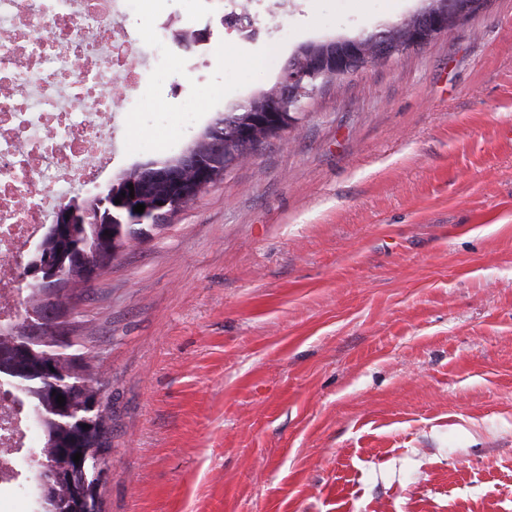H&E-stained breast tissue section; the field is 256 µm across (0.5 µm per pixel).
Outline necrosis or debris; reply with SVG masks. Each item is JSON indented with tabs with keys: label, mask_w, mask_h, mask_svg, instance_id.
Wrapping results in <instances>:
<instances>
[{
	"label": "necrosis or debris",
	"mask_w": 512,
	"mask_h": 512,
	"mask_svg": "<svg viewBox=\"0 0 512 512\" xmlns=\"http://www.w3.org/2000/svg\"><path fill=\"white\" fill-rule=\"evenodd\" d=\"M225 0L224 29L263 38L269 6L251 0L248 15ZM136 13L155 35L142 49L125 27ZM174 58L170 31L151 0H0V329L15 325L20 271L37 251L59 200L98 180L110 165L116 131L145 104L131 97ZM127 89L115 103V86ZM42 425L27 394L0 381V512H24L14 488L22 449L41 443Z\"/></svg>",
	"instance_id": "obj_1"
}]
</instances>
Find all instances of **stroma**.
Masks as SVG:
<instances>
[{"instance_id":"obj_1","label":"stroma","mask_w":512,"mask_h":512,"mask_svg":"<svg viewBox=\"0 0 512 512\" xmlns=\"http://www.w3.org/2000/svg\"><path fill=\"white\" fill-rule=\"evenodd\" d=\"M200 3L156 10L224 58L152 77L96 191L177 157L301 44L423 6L299 0L281 43ZM63 322L112 404L103 512H512V0L321 89Z\"/></svg>"}]
</instances>
